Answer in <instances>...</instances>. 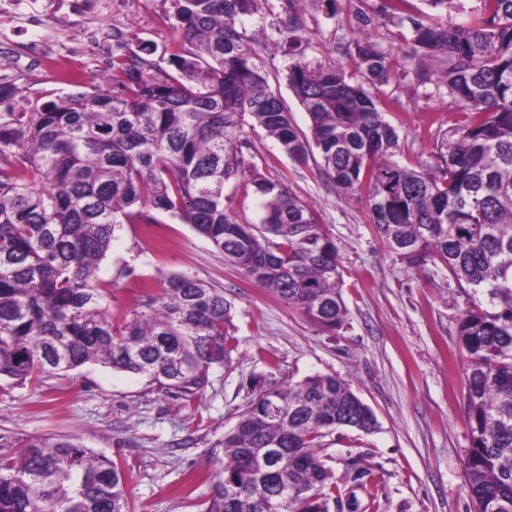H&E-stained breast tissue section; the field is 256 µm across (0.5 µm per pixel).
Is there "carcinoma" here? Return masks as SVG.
<instances>
[{
	"label": "carcinoma",
	"mask_w": 512,
	"mask_h": 512,
	"mask_svg": "<svg viewBox=\"0 0 512 512\" xmlns=\"http://www.w3.org/2000/svg\"><path fill=\"white\" fill-rule=\"evenodd\" d=\"M192 46L174 72L112 49L114 95L64 94L28 112L0 113V380L34 384L97 363L141 375L192 402L210 369L231 361L232 304L224 293L172 274L120 329L94 283L115 226L154 224L149 208L189 224L233 265L321 326L348 310L336 245L317 213L242 152L259 127L295 162L314 159L331 188L364 195L388 250L409 267L440 263L459 288L486 298L466 311V478L478 512H512V0H477L467 21L407 14L416 63L437 58V84L463 110L434 139L436 160L396 159L398 133L380 98L343 67L289 58L288 85L310 118L297 129L237 29L256 0H172ZM374 85L397 59L353 39ZM261 199L256 224L239 220L224 187ZM276 404L279 413L268 412ZM377 427L341 379L262 382L224 436V471L205 512H330L342 507L334 473L316 453L325 433ZM0 512H130L123 471L71 439H33L0 460Z\"/></svg>",
	"instance_id": "1"
}]
</instances>
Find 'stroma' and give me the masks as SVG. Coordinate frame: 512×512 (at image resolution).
I'll list each match as a JSON object with an SVG mask.
<instances>
[{
  "instance_id": "obj_1",
  "label": "stroma",
  "mask_w": 512,
  "mask_h": 512,
  "mask_svg": "<svg viewBox=\"0 0 512 512\" xmlns=\"http://www.w3.org/2000/svg\"><path fill=\"white\" fill-rule=\"evenodd\" d=\"M383 0H306L300 10L304 39L293 56L313 68L344 66L363 80L346 51L362 18L367 39L404 59L381 86L385 119L397 128L398 159L433 161L434 136L462 118L435 81L417 76L408 25L374 23ZM172 0H115L112 27L127 48L152 47L157 69L184 43L174 28ZM287 0H256L238 31L262 62L294 125L309 117L286 78ZM30 101L89 91L97 83L93 52L76 67L63 49L38 63L17 52L0 58ZM243 153L270 180L317 213L338 250L348 309L345 323L328 331L253 283L191 225L157 213L154 227L120 224L95 274L115 326L138 310L145 287L160 291L171 274L194 276L231 301L229 330L237 340L229 368L210 371L193 403L154 390L146 377L88 363L45 375L36 385L0 387V456L15 457L26 440L70 438L123 470L133 512H204L224 467V435L254 396L259 380L293 381L333 375L374 411L370 434L349 428L322 438L317 453L344 479L350 465L374 474L377 490L367 512H475L464 462L470 430L464 409L467 352L458 333L464 311L482 304L468 297L446 269H410L376 232L363 198L334 194L314 165H299L262 129L245 130Z\"/></svg>"
}]
</instances>
